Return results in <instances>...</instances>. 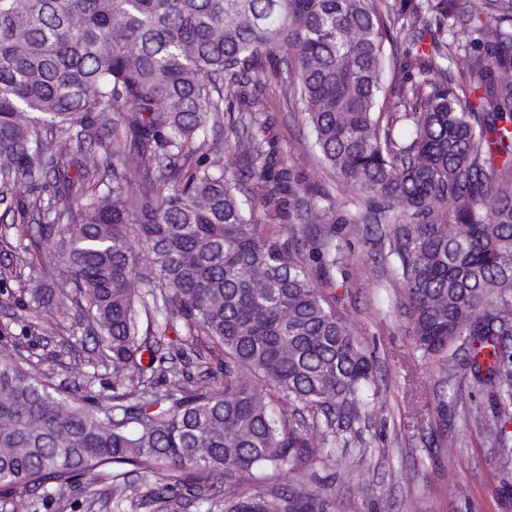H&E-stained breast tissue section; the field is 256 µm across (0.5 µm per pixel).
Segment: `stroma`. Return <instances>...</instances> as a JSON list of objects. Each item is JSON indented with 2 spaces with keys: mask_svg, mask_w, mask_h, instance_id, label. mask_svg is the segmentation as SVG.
Returning <instances> with one entry per match:
<instances>
[{
  "mask_svg": "<svg viewBox=\"0 0 512 512\" xmlns=\"http://www.w3.org/2000/svg\"><path fill=\"white\" fill-rule=\"evenodd\" d=\"M262 135L281 158L295 164L305 192L284 196L279 210L259 209L260 223L295 224L318 191L334 194L339 214L359 215L363 207L342 191L306 151L307 129L293 112L272 106ZM340 262L328 267L308 258L311 276L373 358L367 394L375 405L353 423L345 453L314 462L317 486L335 503L336 512H512V459L485 437L470 415L488 409L489 388L474 380L464 344L446 357L424 355L418 348L404 288L389 256V238L374 225L348 235L335 225ZM21 225L0 220V345L19 350L29 364L52 369V384L72 392L83 376L53 365L59 350L70 349L95 374L92 390L111 395L112 373L91 365L93 343L75 323L72 310L60 314L58 335L45 336L25 327L27 301L17 279L7 272L18 263ZM88 479L69 492L64 503L18 494L20 512H112L111 505L89 506Z\"/></svg>",
  "mask_w": 512,
  "mask_h": 512,
  "instance_id": "1",
  "label": "stroma"
}]
</instances>
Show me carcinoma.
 <instances>
[{"label":"carcinoma","instance_id":"carcinoma-1","mask_svg":"<svg viewBox=\"0 0 512 512\" xmlns=\"http://www.w3.org/2000/svg\"><path fill=\"white\" fill-rule=\"evenodd\" d=\"M266 81L365 204L336 223L391 227L419 348L466 337L502 401L475 421L512 456V0H0V197L40 255L14 271L28 325L57 335L70 303L112 370L91 411L0 350L1 499L90 474L114 512H171L176 486L206 512H333L295 476L368 408L373 360L283 239L300 229L254 218L301 185L259 135ZM333 209L322 191L302 221Z\"/></svg>","mask_w":512,"mask_h":512}]
</instances>
